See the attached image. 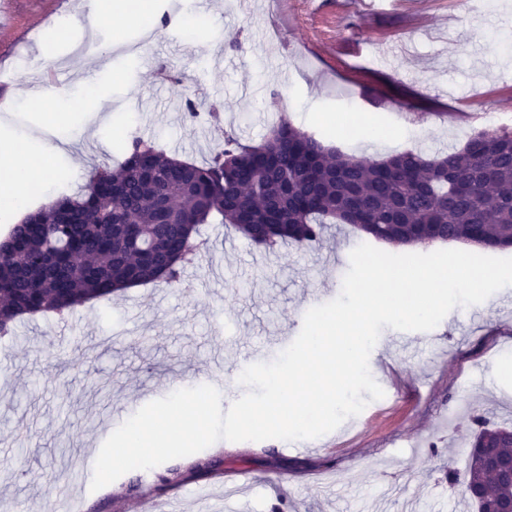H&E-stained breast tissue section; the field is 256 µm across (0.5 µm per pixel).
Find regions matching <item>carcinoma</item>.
<instances>
[{
	"mask_svg": "<svg viewBox=\"0 0 512 512\" xmlns=\"http://www.w3.org/2000/svg\"><path fill=\"white\" fill-rule=\"evenodd\" d=\"M229 224L257 246H303L349 224L396 248L465 241L512 247V131L481 132L428 158L367 160L282 119L257 145L228 141L207 164L136 137L115 167H93L80 194L27 214L0 240V335L25 316L62 314L130 286L180 282L199 225ZM470 448L512 456L509 427L471 416ZM448 484L486 510L512 487L469 453Z\"/></svg>",
	"mask_w": 512,
	"mask_h": 512,
	"instance_id": "1",
	"label": "carcinoma"
}]
</instances>
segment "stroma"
Wrapping results in <instances>:
<instances>
[{"mask_svg": "<svg viewBox=\"0 0 512 512\" xmlns=\"http://www.w3.org/2000/svg\"><path fill=\"white\" fill-rule=\"evenodd\" d=\"M155 0L153 20L90 23L68 5L74 32L57 35L48 0H12L0 10V41L26 66L0 96L20 102L39 72L55 68L57 90L80 88L70 124L101 102L121 109L110 150L82 140L55 157L50 196L78 192L95 166L121 161L132 137L183 161L205 163L224 144L187 116L218 106L224 130L256 144L277 118L343 152L382 158L415 149L462 148L483 130H512V0H430L423 22L396 0ZM153 35L148 63L115 53L116 40ZM222 53L223 71L212 52ZM390 130L382 147L344 136L341 118ZM206 252L187 264L194 292L137 286L69 311L24 318L0 336V506L44 512L60 494L82 512H476L449 491L447 468L464 470L469 418L512 424V286L476 306H458L437 340L414 332L403 351L386 327L369 357L383 397L310 440L218 441L197 457L133 470L91 490L108 434L147 403L210 383L213 354L273 361L302 329L304 303L339 296L349 255L363 237L328 226L306 247L265 250L221 224H204ZM213 466L192 471L195 459ZM179 469L178 486L162 476Z\"/></svg>", "mask_w": 512, "mask_h": 512, "instance_id": "stroma-1", "label": "stroma"}]
</instances>
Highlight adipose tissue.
<instances>
[{"instance_id": "obj_1", "label": "adipose tissue", "mask_w": 512, "mask_h": 512, "mask_svg": "<svg viewBox=\"0 0 512 512\" xmlns=\"http://www.w3.org/2000/svg\"><path fill=\"white\" fill-rule=\"evenodd\" d=\"M58 146L38 137H0V155L10 160L0 169V209L17 212L25 208L31 195L48 191L57 176L53 158Z\"/></svg>"}]
</instances>
